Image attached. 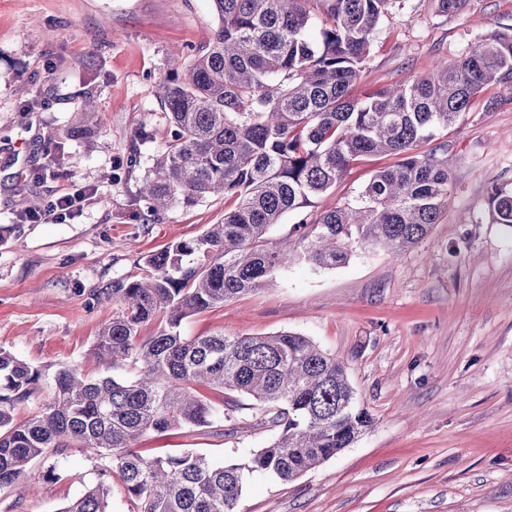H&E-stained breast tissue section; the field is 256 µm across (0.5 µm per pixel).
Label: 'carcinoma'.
Returning a JSON list of instances; mask_svg holds the SVG:
<instances>
[{"label": "carcinoma", "instance_id": "obj_1", "mask_svg": "<svg viewBox=\"0 0 512 512\" xmlns=\"http://www.w3.org/2000/svg\"><path fill=\"white\" fill-rule=\"evenodd\" d=\"M217 26L190 62L169 61L160 83L170 123L165 152L140 187L147 216L220 194L234 201L224 223L145 259L140 276L104 289L119 305L91 355L132 379L55 375L52 402L24 421L40 370L0 351V489L31 464L79 448L104 461V480L60 512H108L121 482L134 512H236L246 473L294 481L350 447L373 423L357 404L345 363L306 336H183L182 320L267 286L293 262L335 268L357 250L399 254L430 235L452 192L439 132L498 85L512 102V33L491 31L430 75L352 96L381 18L393 0H211ZM318 36H311L312 30ZM386 154L349 202L274 239L282 217L343 179L353 162ZM495 224L512 226V190L493 186ZM164 326L143 337L144 325ZM230 392L276 429L251 465H214L187 450L146 457L132 448L149 432L235 424Z\"/></svg>", "mask_w": 512, "mask_h": 512}]
</instances>
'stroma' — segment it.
<instances>
[{
    "label": "stroma",
    "mask_w": 512,
    "mask_h": 512,
    "mask_svg": "<svg viewBox=\"0 0 512 512\" xmlns=\"http://www.w3.org/2000/svg\"><path fill=\"white\" fill-rule=\"evenodd\" d=\"M215 25L211 0H0V351L44 372L18 418L51 401L59 368L110 375L89 356L118 308L105 288L223 221L230 203L220 196L150 220L138 195L166 148L159 82L170 54L192 57ZM494 30L512 33V0H461L448 14L439 0H394L353 94L429 75ZM89 96L98 124L68 139ZM439 140L453 195L421 243L398 255L358 251L335 269L293 264L273 285L183 320L186 336L310 337L345 362L373 418L355 444L295 481L251 474L237 512H512V228L492 223L486 205L492 185L512 189V102L476 101ZM393 162L354 163L286 214L279 233L344 204ZM75 184L96 193L73 219L21 222L32 200ZM273 434L267 425L185 428L137 445L245 464ZM51 466L59 480L34 495L31 483ZM99 480L98 462L71 448L1 489L0 512H60Z\"/></svg>",
    "instance_id": "obj_1"
}]
</instances>
